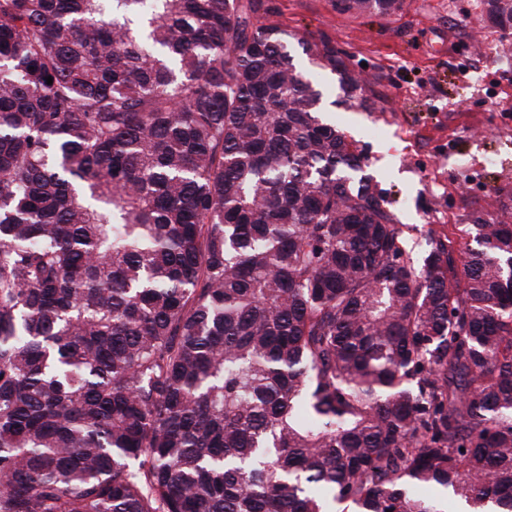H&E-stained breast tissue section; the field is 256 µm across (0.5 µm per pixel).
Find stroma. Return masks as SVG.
Masks as SVG:
<instances>
[{
	"label": "stroma",
	"instance_id": "stroma-1",
	"mask_svg": "<svg viewBox=\"0 0 512 512\" xmlns=\"http://www.w3.org/2000/svg\"><path fill=\"white\" fill-rule=\"evenodd\" d=\"M265 23L324 32L380 78L384 104L330 107L326 118L365 148L419 259L428 232L455 233L470 207L494 212L512 189V36L480 20L479 0H404L390 15L339 13L331 0H268ZM487 53L475 56L477 38ZM495 165L486 167V156Z\"/></svg>",
	"mask_w": 512,
	"mask_h": 512
}]
</instances>
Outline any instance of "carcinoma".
Segmentation results:
<instances>
[{
	"instance_id": "cac0c4a2",
	"label": "carcinoma",
	"mask_w": 512,
	"mask_h": 512,
	"mask_svg": "<svg viewBox=\"0 0 512 512\" xmlns=\"http://www.w3.org/2000/svg\"><path fill=\"white\" fill-rule=\"evenodd\" d=\"M268 9L0 0V512H512V192L414 263Z\"/></svg>"
}]
</instances>
